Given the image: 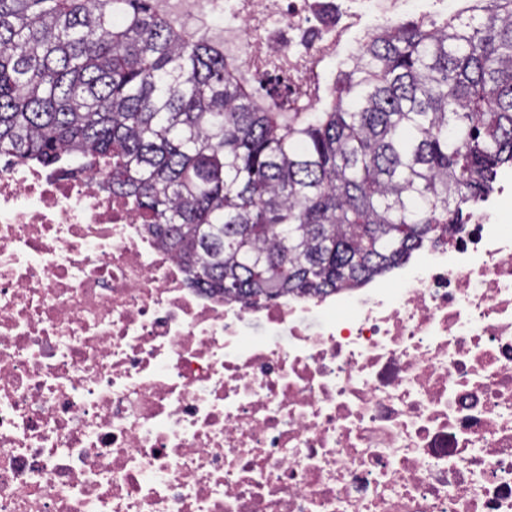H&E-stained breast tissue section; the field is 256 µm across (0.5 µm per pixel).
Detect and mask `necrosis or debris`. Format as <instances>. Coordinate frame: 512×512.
I'll return each mask as SVG.
<instances>
[{
    "mask_svg": "<svg viewBox=\"0 0 512 512\" xmlns=\"http://www.w3.org/2000/svg\"><path fill=\"white\" fill-rule=\"evenodd\" d=\"M461 8L159 4L299 112L363 16ZM0 512H512V177L384 276L247 304L99 173L0 166Z\"/></svg>",
    "mask_w": 512,
    "mask_h": 512,
    "instance_id": "4bbe7bcc",
    "label": "necrosis or debris"
}]
</instances>
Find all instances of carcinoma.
Returning <instances> with one entry per match:
<instances>
[{
    "label": "carcinoma",
    "instance_id": "cac0c4a2",
    "mask_svg": "<svg viewBox=\"0 0 512 512\" xmlns=\"http://www.w3.org/2000/svg\"><path fill=\"white\" fill-rule=\"evenodd\" d=\"M285 111L153 0H0V156L103 173L189 285L356 287L464 225L512 167V0L376 29Z\"/></svg>",
    "mask_w": 512,
    "mask_h": 512
}]
</instances>
